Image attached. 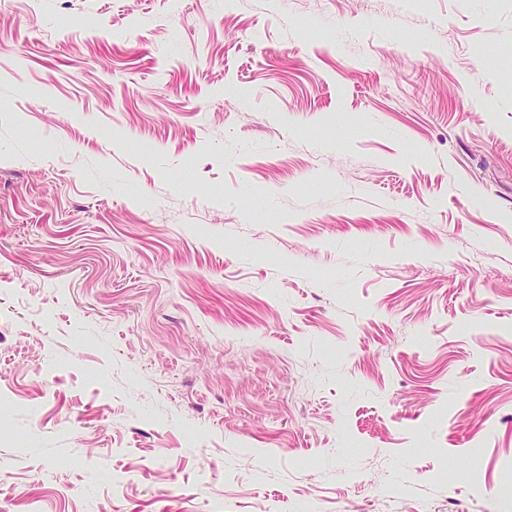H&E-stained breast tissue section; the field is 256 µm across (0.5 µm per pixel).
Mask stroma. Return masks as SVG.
<instances>
[{
    "label": "stroma",
    "instance_id": "obj_1",
    "mask_svg": "<svg viewBox=\"0 0 512 512\" xmlns=\"http://www.w3.org/2000/svg\"><path fill=\"white\" fill-rule=\"evenodd\" d=\"M0 512H512V0H0Z\"/></svg>",
    "mask_w": 512,
    "mask_h": 512
}]
</instances>
